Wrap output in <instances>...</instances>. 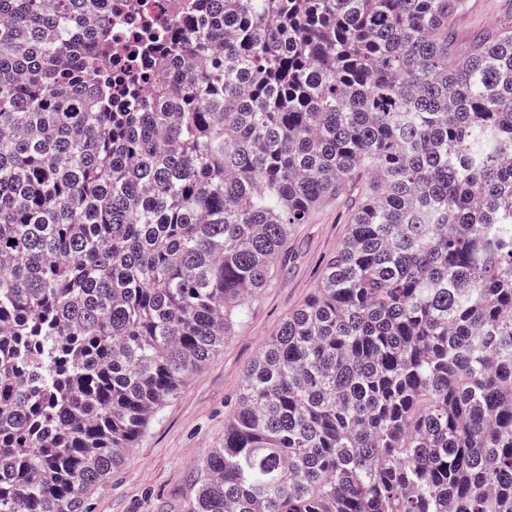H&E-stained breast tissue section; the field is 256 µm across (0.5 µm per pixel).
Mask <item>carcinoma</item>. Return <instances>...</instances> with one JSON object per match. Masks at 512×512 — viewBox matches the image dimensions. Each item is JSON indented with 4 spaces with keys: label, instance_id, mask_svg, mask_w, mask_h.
Wrapping results in <instances>:
<instances>
[{
    "label": "carcinoma",
    "instance_id": "carcinoma-1",
    "mask_svg": "<svg viewBox=\"0 0 512 512\" xmlns=\"http://www.w3.org/2000/svg\"><path fill=\"white\" fill-rule=\"evenodd\" d=\"M191 0L149 95L112 0H0V512H87L292 226L369 172L185 512H512V25Z\"/></svg>",
    "mask_w": 512,
    "mask_h": 512
}]
</instances>
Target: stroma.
Masks as SVG:
<instances>
[{
	"mask_svg": "<svg viewBox=\"0 0 512 512\" xmlns=\"http://www.w3.org/2000/svg\"><path fill=\"white\" fill-rule=\"evenodd\" d=\"M507 21L512 23V0H466L453 24L457 49L466 50L474 37ZM365 181L362 175L350 180L342 195L293 226L270 285L249 302L223 348L164 405L125 462L94 490L89 512H183L206 449L224 441V422L246 370L312 294L348 233Z\"/></svg>",
	"mask_w": 512,
	"mask_h": 512,
	"instance_id": "1",
	"label": "stroma"
}]
</instances>
